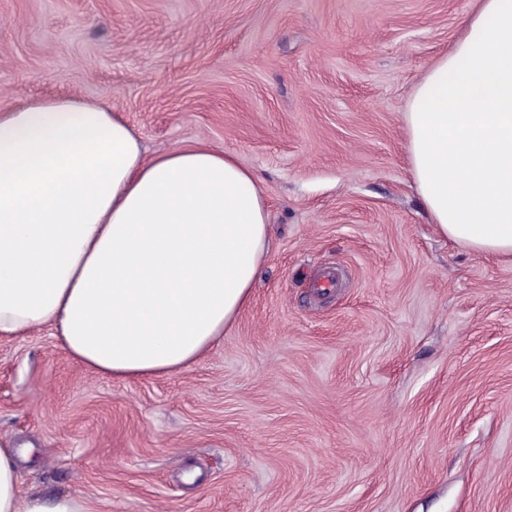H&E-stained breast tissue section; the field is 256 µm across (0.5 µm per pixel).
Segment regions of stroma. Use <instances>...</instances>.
<instances>
[{
	"label": "stroma",
	"mask_w": 512,
	"mask_h": 512,
	"mask_svg": "<svg viewBox=\"0 0 512 512\" xmlns=\"http://www.w3.org/2000/svg\"><path fill=\"white\" fill-rule=\"evenodd\" d=\"M474 0H0V108L107 103L256 175L270 247L198 362L116 381L0 340L21 492L89 512H512V259L432 224L403 112ZM339 288H309L325 271Z\"/></svg>",
	"instance_id": "35a3bbf8"
}]
</instances>
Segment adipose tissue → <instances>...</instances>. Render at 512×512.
<instances>
[{
    "label": "adipose tissue",
    "mask_w": 512,
    "mask_h": 512,
    "mask_svg": "<svg viewBox=\"0 0 512 512\" xmlns=\"http://www.w3.org/2000/svg\"><path fill=\"white\" fill-rule=\"evenodd\" d=\"M406 159L433 224L512 257V0H476L403 114ZM270 242L255 174L204 144L146 156L104 104L55 96L0 109V340L48 325L115 380L202 358L247 304ZM0 442V512H87L21 495Z\"/></svg>",
    "instance_id": "adipose-tissue-1"
}]
</instances>
